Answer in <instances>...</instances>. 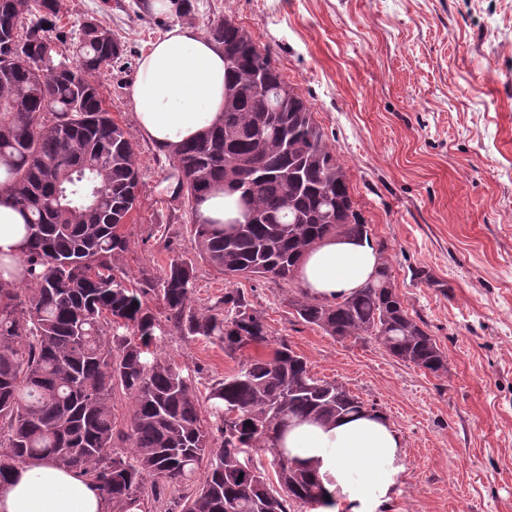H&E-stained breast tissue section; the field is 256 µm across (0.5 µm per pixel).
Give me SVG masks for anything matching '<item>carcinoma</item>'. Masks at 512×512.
Segmentation results:
<instances>
[{
    "label": "carcinoma",
    "mask_w": 512,
    "mask_h": 512,
    "mask_svg": "<svg viewBox=\"0 0 512 512\" xmlns=\"http://www.w3.org/2000/svg\"><path fill=\"white\" fill-rule=\"evenodd\" d=\"M65 0H0V193L26 213L23 264L0 261V482L32 460L73 470L100 491L106 512H154L173 487L190 491L165 512H291L318 504L315 478L273 452L294 418L376 411L337 381L314 378L281 341L267 355L196 392L160 352L162 337L204 338L234 357L271 344L264 315L227 288L193 306L192 262L134 283L119 261L137 208L132 135L101 92L100 76L125 45L96 17L68 43L49 32ZM224 50V120L173 153L170 201L190 213L198 255L226 281L290 284L305 252L327 236H368L345 168L297 88L229 19L207 23ZM244 192L235 224L200 221L218 187ZM388 263L375 280L333 302L290 294L302 323L337 339H374L433 374L445 354L396 293ZM133 399L117 428L112 394ZM234 411L227 419L224 410ZM276 462L271 481L256 461Z\"/></svg>",
    "instance_id": "cac0c4a2"
}]
</instances>
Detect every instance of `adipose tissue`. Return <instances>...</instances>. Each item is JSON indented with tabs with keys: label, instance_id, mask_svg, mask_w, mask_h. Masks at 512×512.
Here are the masks:
<instances>
[{
	"label": "adipose tissue",
	"instance_id": "ef3b65f1",
	"mask_svg": "<svg viewBox=\"0 0 512 512\" xmlns=\"http://www.w3.org/2000/svg\"><path fill=\"white\" fill-rule=\"evenodd\" d=\"M224 53L192 26H179L142 56L131 86L140 133L172 153L223 115ZM26 218L0 196V259L19 260ZM380 255L372 243L328 236L303 257L297 278L310 296L351 295L373 278ZM289 458L311 468L323 490L318 512H386L406 471L400 432L376 415L329 424L291 422L278 442ZM99 491L50 461H34L0 484V512H104Z\"/></svg>",
	"mask_w": 512,
	"mask_h": 512
}]
</instances>
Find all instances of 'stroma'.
Listing matches in <instances>:
<instances>
[{
  "label": "stroma",
  "instance_id": "35a3bbf8",
  "mask_svg": "<svg viewBox=\"0 0 512 512\" xmlns=\"http://www.w3.org/2000/svg\"><path fill=\"white\" fill-rule=\"evenodd\" d=\"M148 0H68L59 28L90 16L126 46L101 90L132 133L143 182L121 266L159 274L194 258L191 218L170 211V154L137 130L130 86L151 44L182 25ZM195 26L228 18L296 85L345 167L394 286L447 357L434 375L373 340L299 322L290 285L239 280L271 334L314 377L376 404L402 434L406 471L389 512H512V0H191ZM198 389L240 358L164 337Z\"/></svg>",
  "mask_w": 512,
  "mask_h": 512
}]
</instances>
